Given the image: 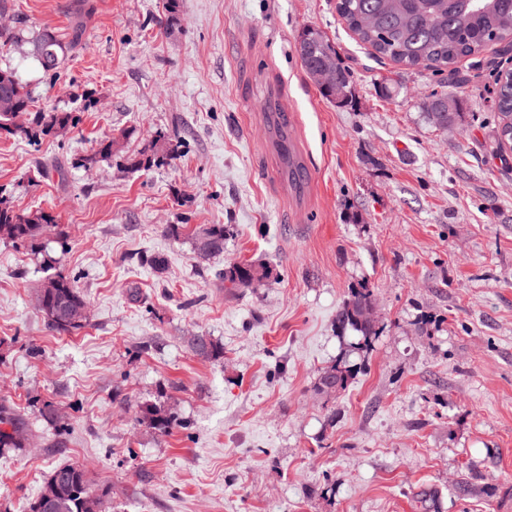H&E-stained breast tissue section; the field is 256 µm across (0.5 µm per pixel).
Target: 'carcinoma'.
Here are the masks:
<instances>
[{
	"label": "carcinoma",
	"instance_id": "carcinoma-1",
	"mask_svg": "<svg viewBox=\"0 0 512 512\" xmlns=\"http://www.w3.org/2000/svg\"><path fill=\"white\" fill-rule=\"evenodd\" d=\"M336 12L358 40L369 46L376 58H387L406 66H424L444 76V90L427 97L423 104L425 119L436 129L446 131L455 125L462 113L458 112V93L466 78L460 76L455 64L463 58L475 57L490 44L512 43V0H337ZM82 37V28L72 27L70 39L62 38L51 29H44L32 39L33 57L40 68L55 71L60 68L65 50L76 45ZM296 53L305 71L315 67L336 70L339 89H324L322 94L331 101L345 103L350 95V72L340 62L333 42L314 28H305L296 42ZM14 101L18 109L28 115L25 126L13 127L9 112L0 108V135L18 136L36 143L78 125L79 117L71 112L46 111L34 108V97L29 84L23 82L12 69H0V99ZM495 108L497 110L496 143L501 151L512 150V69L500 71L496 78ZM176 145L162 133L157 134L147 146L126 158L132 170L161 167L175 156ZM54 234L61 248L68 246L67 234L59 228L55 218L42 210L19 211L0 197V240L33 254L42 248L43 240ZM225 230L221 224L200 229L194 238L198 257L206 258L224 252ZM270 270L265 266L237 262L224 267V287H245L255 278L267 279ZM42 299L43 315L48 326L59 333L83 328L88 318L71 319V313L87 308L85 298L73 279L58 270L49 276L38 289ZM373 290L361 285L350 290L349 296L336 313V330L343 337L357 335L351 344L354 350L368 349L378 336V329L362 320L364 311L372 308ZM192 352L206 360L217 361L223 348L205 336H195L190 341ZM329 371L337 373L341 393L348 387L355 368L347 355H342ZM140 419L150 428L166 433L181 425L170 409L146 405L140 409ZM21 414L10 404H0V448L24 447L25 438L12 435L24 428ZM50 478L58 480L59 488L48 510L40 507L36 499L29 505V512H87L85 499L80 492H97L102 497L101 512H107L110 490L94 487L87 470L79 465L56 468Z\"/></svg>",
	"mask_w": 512,
	"mask_h": 512
}]
</instances>
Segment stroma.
<instances>
[{
	"label": "stroma",
	"mask_w": 512,
	"mask_h": 512,
	"mask_svg": "<svg viewBox=\"0 0 512 512\" xmlns=\"http://www.w3.org/2000/svg\"><path fill=\"white\" fill-rule=\"evenodd\" d=\"M165 3L0 0L27 36L84 22L54 75L26 40L0 48L36 107L80 116L36 144L1 138L0 192L54 215L89 312L82 329H50L39 256L0 241V399L30 439L0 453V512H24L64 464L110 487L111 512H512V152L493 142L512 48L458 63L464 118L443 132L422 109L440 75L374 58L336 0ZM306 26L349 68L350 102L302 67ZM160 132L175 158L127 169ZM107 136L119 148L94 161ZM213 224L224 252L204 260L193 233ZM241 261L270 279L225 288ZM361 284L380 334L345 392L320 393L347 348L336 311ZM202 334L223 358L191 351ZM145 403L180 426L141 424Z\"/></svg>",
	"instance_id": "35a3bbf8"
}]
</instances>
